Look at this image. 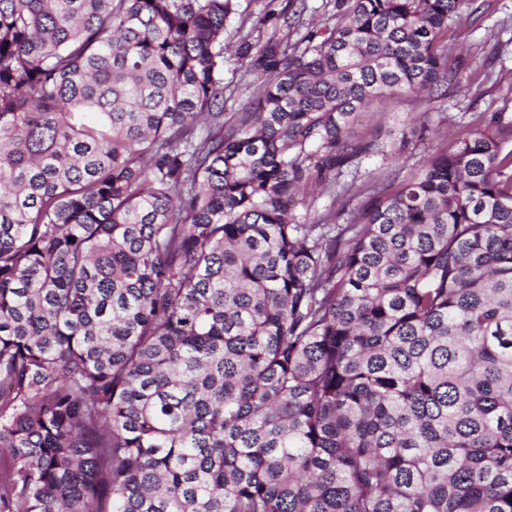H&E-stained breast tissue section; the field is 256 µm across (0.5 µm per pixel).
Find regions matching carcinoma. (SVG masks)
<instances>
[{
	"instance_id": "carcinoma-1",
	"label": "carcinoma",
	"mask_w": 512,
	"mask_h": 512,
	"mask_svg": "<svg viewBox=\"0 0 512 512\" xmlns=\"http://www.w3.org/2000/svg\"><path fill=\"white\" fill-rule=\"evenodd\" d=\"M475 2L0 0V512H512V113L340 181ZM240 0L242 15H236L226 22L224 27V43L230 47L235 46L251 28L257 17L263 16L265 11L272 10L279 13L288 0ZM250 15V18H247ZM245 67L233 53L224 58V118L232 112H246L250 108V90L245 89L249 80L244 75Z\"/></svg>"
}]
</instances>
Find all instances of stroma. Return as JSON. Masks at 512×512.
I'll use <instances>...</instances> for the list:
<instances>
[{"label": "stroma", "instance_id": "obj_1", "mask_svg": "<svg viewBox=\"0 0 512 512\" xmlns=\"http://www.w3.org/2000/svg\"><path fill=\"white\" fill-rule=\"evenodd\" d=\"M480 10L468 19L449 25L445 41L448 56V95L445 99L423 104L429 127L457 129L474 112L512 113V0H479ZM287 0H240V15L230 18L224 27V42L236 45L251 28L253 18L265 11H281ZM245 68L234 54L224 58V111L244 112L250 107ZM415 106L394 97L380 111L363 114L357 133L379 136L389 146L386 158L363 161L356 180L358 190L390 170L408 177L419 168V155L397 154L396 139L409 121Z\"/></svg>", "mask_w": 512, "mask_h": 512}]
</instances>
